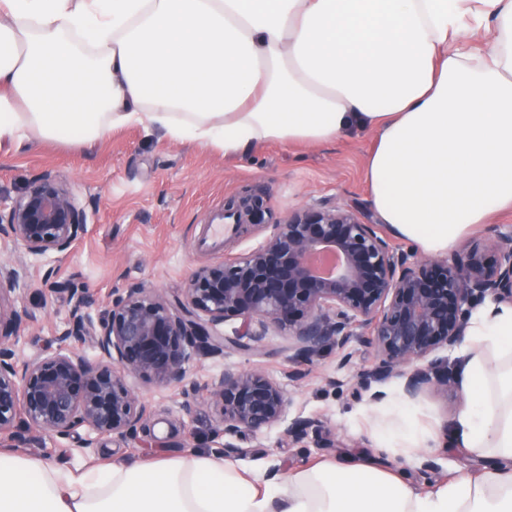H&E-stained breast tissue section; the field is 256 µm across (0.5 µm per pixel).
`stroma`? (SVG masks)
I'll return each mask as SVG.
<instances>
[{
    "label": "stroma",
    "instance_id": "35a3bbf8",
    "mask_svg": "<svg viewBox=\"0 0 512 512\" xmlns=\"http://www.w3.org/2000/svg\"><path fill=\"white\" fill-rule=\"evenodd\" d=\"M372 144L371 133L356 130L325 145L285 147L268 142L242 155H227L191 141L149 134L138 126H123L110 130L90 149L39 142L18 151L0 148V189L19 195L36 174L51 170L69 182L88 215L84 237L67 256L28 260L27 287L12 296L16 310L33 318L17 344L19 355L58 345L56 335L69 302L67 296L40 291L46 272L90 295L96 314L134 284L175 296L198 268L259 245L267 234L265 225L245 218L224 240L209 236V225L223 221L227 208L242 199L260 197L275 222L320 200L351 205L366 220L375 221L365 177ZM289 344L287 332L273 328L258 351L228 348L223 356L196 358L186 366L188 379L201 384L227 366L262 370L288 396V419L321 420L341 439L337 448H318L309 439L290 445L275 427L255 441L240 466L261 478L273 468L288 473L322 460L375 453L385 465L403 468L422 491L460 474L480 472L482 460L462 448L434 449L438 468L427 474L421 473L419 462L401 454L399 444L383 448L371 428L368 400H356L352 394L356 377L372 363L363 343L349 344L350 360L345 364L332 347L312 362H297ZM331 377L343 380V387L328 386ZM132 386L150 408L149 434L108 438L85 453L77 451L75 438L46 435L22 449V456L74 468L160 453L213 452L218 416L207 401H189L174 388L137 379ZM458 394L453 386L444 398L423 395L410 402V412L421 423L446 429L457 413Z\"/></svg>",
    "mask_w": 512,
    "mask_h": 512
}]
</instances>
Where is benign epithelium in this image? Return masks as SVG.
<instances>
[{
	"mask_svg": "<svg viewBox=\"0 0 512 512\" xmlns=\"http://www.w3.org/2000/svg\"><path fill=\"white\" fill-rule=\"evenodd\" d=\"M253 224L269 229L246 254L199 268L179 296L168 299L135 284L112 298L97 316L68 282L46 279L47 291L65 294L69 310L59 347L23 359L16 344L27 322L10 294L27 276V258L63 256L83 236L87 213L60 175L38 174L18 196L0 191V241L22 257L0 264V447L24 448L44 435L69 437L85 430L79 448L101 439H128L143 428L147 407L129 378L202 394L220 417L217 452L245 456L243 443L281 426L293 444L314 437L319 448H338L336 433L317 419L286 423L287 400L278 382L261 370L224 368L200 386L185 383L194 357H217L228 346L252 351L270 328L288 332L293 359L311 362L327 345L338 351L359 339L373 356L355 383V393L378 402V386L392 379L415 400L448 394L449 351L466 336L471 312L489 300L512 305V226L467 244L446 258L422 259L394 245L381 225L363 220L352 206L322 202L270 224L258 199L242 201ZM331 255L328 274L312 260ZM238 319L230 336L217 332ZM88 336L97 351L89 360L70 344Z\"/></svg>",
	"mask_w": 512,
	"mask_h": 512,
	"instance_id": "1",
	"label": "benign epithelium"
}]
</instances>
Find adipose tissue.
<instances>
[{"instance_id":"adipose-tissue-1","label":"adipose tissue","mask_w":512,"mask_h":512,"mask_svg":"<svg viewBox=\"0 0 512 512\" xmlns=\"http://www.w3.org/2000/svg\"><path fill=\"white\" fill-rule=\"evenodd\" d=\"M124 125L228 154L370 131L379 222L442 255L512 209V0H0V145ZM468 336L448 433L392 425L394 403L375 425L408 457L483 460L433 492L373 457L256 484L213 454L70 469L0 450V512H512V306L474 310Z\"/></svg>"}]
</instances>
